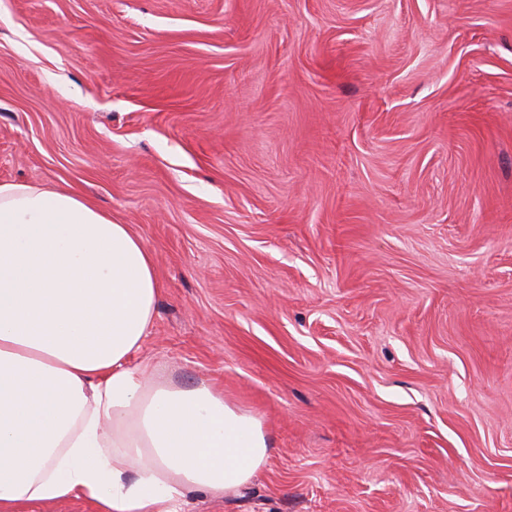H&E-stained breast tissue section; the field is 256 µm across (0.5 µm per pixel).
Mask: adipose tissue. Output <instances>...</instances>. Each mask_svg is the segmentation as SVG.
Wrapping results in <instances>:
<instances>
[{"instance_id": "adipose-tissue-1", "label": "adipose tissue", "mask_w": 512, "mask_h": 512, "mask_svg": "<svg viewBox=\"0 0 512 512\" xmlns=\"http://www.w3.org/2000/svg\"><path fill=\"white\" fill-rule=\"evenodd\" d=\"M160 293L151 251L98 205L0 183V512L74 495L177 512L266 464L259 417L136 360Z\"/></svg>"}]
</instances>
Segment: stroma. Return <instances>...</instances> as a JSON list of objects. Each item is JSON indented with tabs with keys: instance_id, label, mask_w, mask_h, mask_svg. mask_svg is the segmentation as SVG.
Listing matches in <instances>:
<instances>
[{
	"instance_id": "obj_1",
	"label": "stroma",
	"mask_w": 512,
	"mask_h": 512,
	"mask_svg": "<svg viewBox=\"0 0 512 512\" xmlns=\"http://www.w3.org/2000/svg\"><path fill=\"white\" fill-rule=\"evenodd\" d=\"M128 225L137 353L260 416L180 512H512V0H0V183Z\"/></svg>"
}]
</instances>
